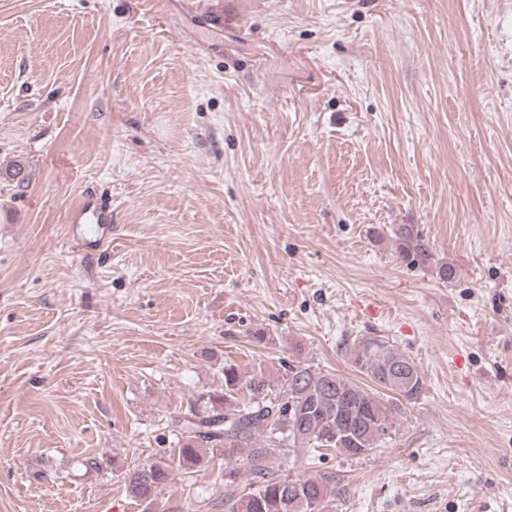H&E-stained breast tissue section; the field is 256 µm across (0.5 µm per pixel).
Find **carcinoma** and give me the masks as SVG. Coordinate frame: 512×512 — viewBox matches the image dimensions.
<instances>
[{"label": "carcinoma", "instance_id": "obj_1", "mask_svg": "<svg viewBox=\"0 0 512 512\" xmlns=\"http://www.w3.org/2000/svg\"><path fill=\"white\" fill-rule=\"evenodd\" d=\"M396 256L411 266H435L436 277L449 283L456 269L434 261L433 252L413 224L392 229ZM355 370L389 393L382 403L376 394L332 372H316L298 361L284 368L275 380L263 369L241 372L224 365V388L200 398V405L178 418L180 458L189 465L204 453L224 449V458L243 450L258 485L225 506V512H325L335 489L322 477L281 480L271 472L276 435L287 433L304 448H335L349 455H363L379 447L392 432L398 403L413 402L424 390L417 365L384 338L364 337L347 350ZM266 433L265 444L256 443ZM170 476L168 467L152 463L126 477L129 493L149 499Z\"/></svg>", "mask_w": 512, "mask_h": 512}]
</instances>
